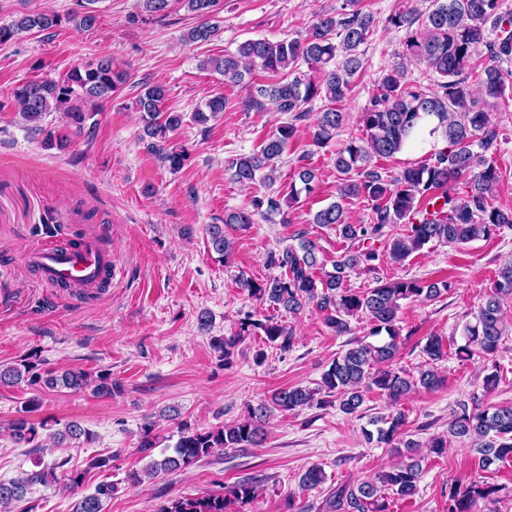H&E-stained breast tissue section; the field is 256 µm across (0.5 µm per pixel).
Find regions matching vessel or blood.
<instances>
[{"label": "vessel or blood", "instance_id": "obj_1", "mask_svg": "<svg viewBox=\"0 0 512 512\" xmlns=\"http://www.w3.org/2000/svg\"><path fill=\"white\" fill-rule=\"evenodd\" d=\"M49 287L66 282L75 288H95L112 277V255L95 238L73 243L46 241L27 256Z\"/></svg>", "mask_w": 512, "mask_h": 512}]
</instances>
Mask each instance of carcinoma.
<instances>
[{
	"label": "carcinoma",
	"instance_id": "1",
	"mask_svg": "<svg viewBox=\"0 0 512 512\" xmlns=\"http://www.w3.org/2000/svg\"><path fill=\"white\" fill-rule=\"evenodd\" d=\"M188 11L201 23L187 34L190 42H205L216 32L209 23L219 0H182ZM361 0H343L334 16H325L313 25L303 38L271 41L248 39L236 51L221 57L206 58L200 67L212 70L233 83L259 70L275 78L271 83L247 82L248 97L244 106L257 110L271 105L288 116L276 133L268 137L257 153L240 155L228 161L231 179L243 185L257 180L273 183L276 163L296 133L295 122L312 112L315 100L323 101L316 112L312 140L319 147L328 144L343 126L346 113L341 103L346 98L353 78L364 67L360 46L364 45L377 24L375 16L363 11ZM72 23L80 29H92L98 16L89 7L84 11L61 17L51 11L23 13L11 24L0 26V44L31 31H47ZM387 26L405 29L402 50L396 60L383 70L376 82V93L359 115L363 137L350 139L336 152L335 168L342 175L338 200L318 210L312 223L334 226L339 235L351 244L364 243L384 236L393 224L407 225L406 233L387 240L386 255L395 263L406 261L433 241L450 245L466 244L488 238L504 226L512 227V209L500 208L492 202L501 171L495 158L500 130L486 105L493 101L508 106L505 91L512 84V70L503 67L512 63V11L503 8V0H428L425 10L398 9L386 19ZM487 53L489 61L477 70L476 82L481 98L468 99L465 86L467 70L474 57ZM422 64L435 75L434 87L425 88L407 81V65ZM307 70H302V67ZM128 81L125 71L112 59L103 57L95 63L71 68L59 79L31 80L14 88L11 106L25 124L44 135V144L63 147L73 135L91 136L87 121L103 104L111 101ZM167 89L160 83L144 88L135 100L142 113L143 133L140 139L169 170L176 172L188 160L182 147L170 145V137L181 126V112L163 108ZM226 99L215 93L193 113V120L205 124L223 112ZM63 113L62 129L43 125L48 114ZM440 138L444 146L433 150L425 163L409 166L391 178L383 177L372 167L373 160L400 152L414 136ZM300 185L289 184L284 199L276 195L255 196L250 207L227 210L220 224L207 228L210 251L224 261L233 253L234 241L228 230H246L254 216L284 214L283 204L296 203L300 197L311 196L315 174L309 168L298 172ZM467 185L462 197L451 191L457 182ZM363 195L374 202L373 222H347L342 201ZM298 246L267 257L270 266L282 273L257 281L240 277L241 288L249 297L290 314L313 304L325 313V325L336 335L351 332L350 319L365 318L369 331L348 343V349L337 356L324 371L315 388L294 386L273 393L271 399L250 405L246 415L231 425L207 431L184 428L173 448V454L157 460L152 458L155 441L150 432L143 434L139 452L150 458L146 466L127 474V481L137 484L145 477L181 470L226 448H252L260 445L262 423L278 408L294 411L317 405L321 408L338 405L339 410L359 417L365 393L377 390L395 404L420 388L434 390L444 379L429 367L414 377L392 368L399 349L401 329L398 312L403 300L434 301L448 292L451 285L426 283L419 279L386 281L364 292L347 288L353 271L370 268L379 260L370 247L348 249L332 262V270L316 275L320 269L317 246L298 233ZM512 299V259L503 263L488 294L478 308L474 322L463 332L465 344L458 353H477L484 358L499 352L505 336L502 302ZM263 333L265 340L280 350L291 346L288 329L272 318L256 319L247 314L239 319L234 333L215 340L216 348L230 360L234 349L248 336ZM423 352L431 361L443 359V342L437 336L427 339ZM34 365L0 368V383L17 384L26 379L48 389L81 390L94 385V392L103 397L120 391L112 374L92 375L84 371L53 370L33 373ZM371 428L362 429L364 440L391 448L400 463L382 471L372 480L344 488L334 496V512H389L386 491L400 497H411L417 491L425 455H442L448 437L473 445L475 465L486 471L512 458V406L487 405L479 401L460 404V412L448 422L447 435H433L426 444L407 437L403 430L404 415L395 412L370 419ZM15 440L39 448L38 427L25 420L11 425ZM57 448L80 447L92 435L76 422L51 434ZM112 468V455L98 454L86 459L85 469L67 475L72 490L81 487L83 474L92 470ZM325 473L314 464L300 476L303 489L324 483ZM57 480L55 468L44 467L8 482L0 481V505L7 507L25 500L35 484ZM117 486L102 483L95 491L82 496L74 512H102V502L112 497ZM501 488L485 481L461 486H448V512H474L478 502L497 501ZM257 496L256 482L241 480L230 486L222 497H182L159 512H228L231 503H248Z\"/></svg>",
	"mask_w": 512,
	"mask_h": 512
}]
</instances>
